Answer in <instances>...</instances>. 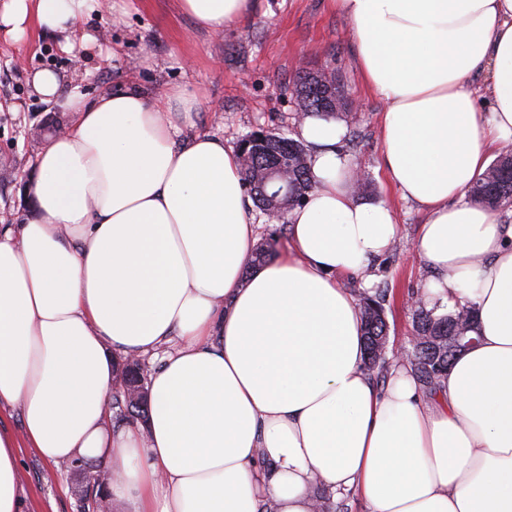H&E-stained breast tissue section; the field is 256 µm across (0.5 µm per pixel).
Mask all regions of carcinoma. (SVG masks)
<instances>
[{"label": "carcinoma", "instance_id": "1", "mask_svg": "<svg viewBox=\"0 0 512 512\" xmlns=\"http://www.w3.org/2000/svg\"><path fill=\"white\" fill-rule=\"evenodd\" d=\"M307 75L297 77V100L301 112L323 116L336 115L335 109L325 102L324 91L306 89ZM294 142L282 134L269 132L262 151L252 152L251 159L243 162L244 186L254 192V184L264 179L268 155L277 152L284 159V167L288 170V189L292 205L302 203L306 194L314 185V177L307 164V152L303 143H298L300 153L285 152L284 143ZM470 196L493 211L512 202V159L509 154L500 152L498 157L485 170L482 176L470 189ZM388 289L378 286L359 293L363 308V337L366 346L367 374L380 382L387 378L389 359L384 354L373 355L375 337L384 335L388 330L384 302ZM475 318V309L469 303L457 302L444 315L428 309L422 301H416L414 309V335L420 337L412 347L408 361L414 370L424 391L428 394L436 392L440 379L447 373L450 365L446 359L443 346L448 344V337L461 333L468 323Z\"/></svg>", "mask_w": 512, "mask_h": 512}]
</instances>
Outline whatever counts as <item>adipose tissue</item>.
<instances>
[{
    "mask_svg": "<svg viewBox=\"0 0 512 512\" xmlns=\"http://www.w3.org/2000/svg\"><path fill=\"white\" fill-rule=\"evenodd\" d=\"M332 3L386 103L379 168L425 216L423 302H472L479 345L430 398L403 365L385 387L369 379L361 307L339 278L378 264L398 224L350 192L341 121L300 120L315 187L287 215V254L255 267L239 154L196 131L198 91L91 99L36 71L72 119L36 157L35 219L0 222V407L22 420L0 427V512L26 510L23 444L100 464L126 512H315L320 488L357 491L368 512H512V225L468 197L512 144V0ZM179 6L218 32L260 0ZM103 10L0 0V33L20 47L34 28L61 34L79 63ZM157 352L146 424L113 432L115 357Z\"/></svg>",
    "mask_w": 512,
    "mask_h": 512,
    "instance_id": "adipose-tissue-1",
    "label": "adipose tissue"
}]
</instances>
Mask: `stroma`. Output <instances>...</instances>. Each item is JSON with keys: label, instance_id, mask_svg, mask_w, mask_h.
Here are the masks:
<instances>
[{"label": "stroma", "instance_id": "35a3bbf8", "mask_svg": "<svg viewBox=\"0 0 512 512\" xmlns=\"http://www.w3.org/2000/svg\"><path fill=\"white\" fill-rule=\"evenodd\" d=\"M112 5L111 21H91L99 48L80 67L62 50L59 38L39 29L31 30L21 50L0 37V103L5 106L0 112V212H10L18 224L34 218L28 185L43 141L28 132L48 118L62 126L71 120L70 113L35 92V70L53 69L65 85H80L91 98L132 84L149 94L174 84L198 88V130L234 147L260 127L296 137L297 75L304 69H328L336 73L348 102L342 148L370 174V200L396 210L400 233L375 269L374 282L389 288L384 307L390 348L409 346L410 299L421 294L427 277L414 248L423 215L400 198L378 169L385 104L368 91L355 66L351 21L336 12L331 0H263L261 12L241 27L211 33L197 28L177 0H112ZM19 464L30 512H84L75 476L46 463L31 448H20Z\"/></svg>", "mask_w": 512, "mask_h": 512}]
</instances>
